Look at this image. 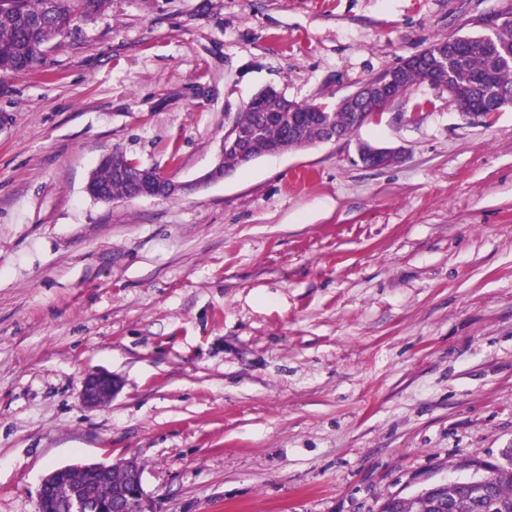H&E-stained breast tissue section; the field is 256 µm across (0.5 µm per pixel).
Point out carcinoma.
Returning <instances> with one entry per match:
<instances>
[{
	"label": "carcinoma",
	"mask_w": 512,
	"mask_h": 512,
	"mask_svg": "<svg viewBox=\"0 0 512 512\" xmlns=\"http://www.w3.org/2000/svg\"><path fill=\"white\" fill-rule=\"evenodd\" d=\"M109 0H0V80L30 69L44 49L68 33L78 23L103 12ZM491 33L479 36L450 35L423 50V65L404 68L396 65L374 77L386 79L391 71L400 74L399 91L406 94L423 83L426 74L440 71L447 85L464 88L494 113L512 105V14L495 15ZM307 110L327 113L332 125L348 131L354 112L338 101L305 105ZM298 118L290 101L279 91L266 88L256 94L236 120L248 135L247 148L257 157L286 141ZM92 185L108 198H131L134 180L112 177V164L102 161L92 172ZM475 476L446 480L438 497L419 491L410 497L390 495L379 505L380 512H512V448L483 469L480 492L473 489ZM65 484L47 493L45 512H62Z\"/></svg>",
	"instance_id": "obj_1"
}]
</instances>
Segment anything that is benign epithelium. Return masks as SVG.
I'll use <instances>...</instances> for the list:
<instances>
[{
    "label": "benign epithelium",
    "instance_id": "obj_1",
    "mask_svg": "<svg viewBox=\"0 0 512 512\" xmlns=\"http://www.w3.org/2000/svg\"><path fill=\"white\" fill-rule=\"evenodd\" d=\"M362 92L383 98L388 103L397 98V94L393 92L390 81H380L373 85L364 86L358 89V92L350 95L346 99V103L351 109H358V101ZM315 120L324 128L323 141L325 142H336L355 135L353 131L346 135L336 133V129L324 113L317 115ZM358 157L361 163L370 168H385L402 160V154L398 150L378 148L365 143L358 145ZM227 175L228 172L224 171L220 162L194 183L177 182L162 175L153 168L143 167L138 173L137 196L159 198L164 193L176 197L199 189L209 183L221 181ZM158 183L163 188V193L161 194L156 191V184ZM119 387V382L111 374L105 372L92 373L83 382V401L92 407L100 406L103 404L102 391L105 390L109 395L113 396L118 392ZM73 468L90 471L100 476H108L118 470L125 475V479L112 492V502L91 501L83 494L74 492L63 503L64 512H107L109 509L114 510V512L117 509L121 510V512H156L151 500L144 492L141 467L137 460L133 458L121 459L112 464L90 462L54 468L43 478L38 498H43L45 488L58 481L64 473Z\"/></svg>",
    "mask_w": 512,
    "mask_h": 512
}]
</instances>
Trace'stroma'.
Masks as SVG:
<instances>
[{
  "label": "stroma",
  "instance_id": "35a3bbf8",
  "mask_svg": "<svg viewBox=\"0 0 512 512\" xmlns=\"http://www.w3.org/2000/svg\"><path fill=\"white\" fill-rule=\"evenodd\" d=\"M509 10L111 0L0 81V512L120 458L156 512H378L512 448V106L422 84L178 198L84 190L115 149L195 180L261 89L333 104ZM96 371L121 388L89 408ZM358 157L361 163L370 168H385L399 163L403 156L400 151L378 148L369 144L358 145Z\"/></svg>",
  "mask_w": 512,
  "mask_h": 512
}]
</instances>
